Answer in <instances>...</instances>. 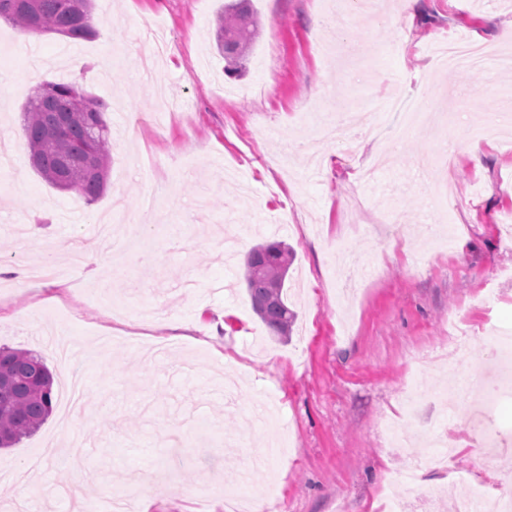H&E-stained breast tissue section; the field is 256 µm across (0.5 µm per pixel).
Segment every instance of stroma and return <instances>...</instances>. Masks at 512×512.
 Segmentation results:
<instances>
[{
    "label": "stroma",
    "instance_id": "stroma-1",
    "mask_svg": "<svg viewBox=\"0 0 512 512\" xmlns=\"http://www.w3.org/2000/svg\"><path fill=\"white\" fill-rule=\"evenodd\" d=\"M225 0H94L109 39L23 35L0 20V136L14 146L0 170V347L42 356L62 389L84 379V410L62 396L41 426L0 449V512H68L130 494L140 512H224L247 486L269 512H419L446 490L470 496L491 473L512 477V447L484 460L470 445L473 413L443 402L447 366L492 368L493 338L512 332V121L486 144L466 128L512 117V69L427 63L437 31L512 55V0H251L260 33L241 74L226 75L213 21ZM163 27L167 54L140 67L146 28ZM342 35L343 61L316 48ZM75 82L100 99L112 148L94 202L61 191L31 166L20 132L36 88ZM185 116L155 109L158 89ZM423 94L438 124L407 127L389 110L397 91ZM342 109L356 150L320 137L305 148L314 99ZM158 195L154 215L141 213ZM113 232L126 251L74 266L115 199ZM243 251L293 249L284 293L295 319L271 336L253 311ZM53 245L64 275L42 297L9 270L42 266ZM482 322L458 351L448 319ZM72 340L58 356L55 329ZM415 388L408 401L405 391ZM413 446L433 430L456 450V471L429 464L417 487L391 447L388 423Z\"/></svg>",
    "mask_w": 512,
    "mask_h": 512
}]
</instances>
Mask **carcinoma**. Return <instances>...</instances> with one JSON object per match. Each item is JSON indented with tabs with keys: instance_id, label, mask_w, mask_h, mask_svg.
Instances as JSON below:
<instances>
[{
	"instance_id": "1",
	"label": "carcinoma",
	"mask_w": 512,
	"mask_h": 512,
	"mask_svg": "<svg viewBox=\"0 0 512 512\" xmlns=\"http://www.w3.org/2000/svg\"><path fill=\"white\" fill-rule=\"evenodd\" d=\"M93 0H0V19L26 35L56 33L73 40L97 35ZM247 2L224 5L217 16L216 48L224 72H237L257 34ZM22 129L34 170L60 190L94 201L104 190L112 143L102 104L72 82L45 83L23 112ZM245 282L255 313L276 336L288 335L294 318L284 298L288 249L280 242L252 248ZM53 410V377L30 351L0 348V448L33 433Z\"/></svg>"
}]
</instances>
